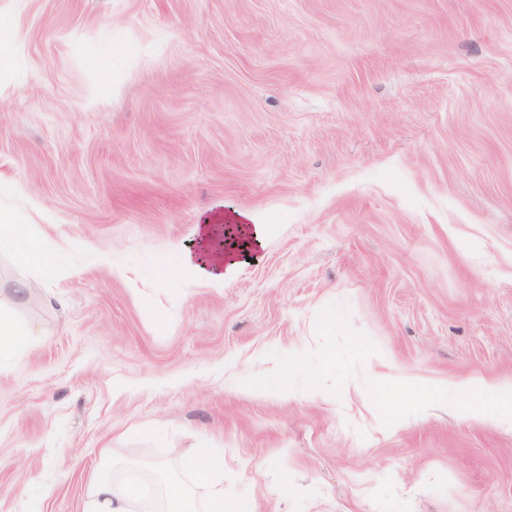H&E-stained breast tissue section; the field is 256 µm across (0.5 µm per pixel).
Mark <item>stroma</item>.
Masks as SVG:
<instances>
[{"instance_id": "obj_1", "label": "stroma", "mask_w": 512, "mask_h": 512, "mask_svg": "<svg viewBox=\"0 0 512 512\" xmlns=\"http://www.w3.org/2000/svg\"><path fill=\"white\" fill-rule=\"evenodd\" d=\"M0 23V311L40 329L0 355V512H88L108 458L203 496L199 448L253 512H512V430L456 389L512 383V0ZM238 212L262 248L200 281L196 225ZM288 364L287 396L253 390ZM236 224L239 229L246 233L249 239L248 246L251 249L258 250L262 246L265 235V224H259L251 214H237L235 216Z\"/></svg>"}]
</instances>
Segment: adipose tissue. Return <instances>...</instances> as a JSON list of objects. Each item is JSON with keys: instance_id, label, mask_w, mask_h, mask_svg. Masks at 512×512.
<instances>
[{"instance_id": "ef3b65f1", "label": "adipose tissue", "mask_w": 512, "mask_h": 512, "mask_svg": "<svg viewBox=\"0 0 512 512\" xmlns=\"http://www.w3.org/2000/svg\"><path fill=\"white\" fill-rule=\"evenodd\" d=\"M220 232L217 224L197 225L198 245L184 254L185 264L201 281L219 283L229 279L241 263L240 256L214 248L213 242ZM475 388L483 404L480 417L491 416L504 425L512 423V385L482 381ZM186 466L200 484L209 486L206 499H198L192 489L176 481L166 484L159 496L140 499L129 483L114 479L112 467L107 464L94 479L89 512H251L247 501L225 503L224 461L210 449H201L187 460Z\"/></svg>"}]
</instances>
